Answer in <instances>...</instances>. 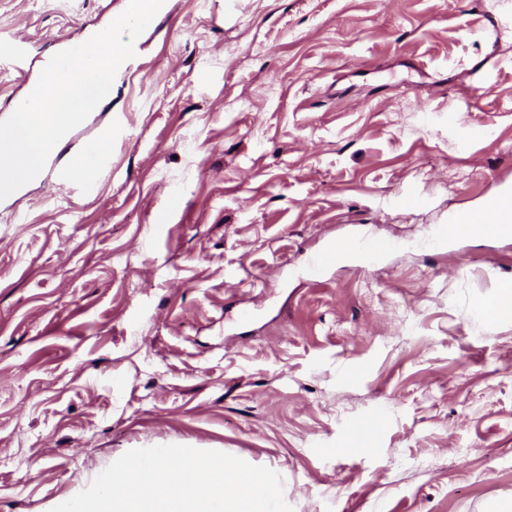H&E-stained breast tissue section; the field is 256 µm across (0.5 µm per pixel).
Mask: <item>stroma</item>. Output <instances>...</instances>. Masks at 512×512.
<instances>
[{
    "mask_svg": "<svg viewBox=\"0 0 512 512\" xmlns=\"http://www.w3.org/2000/svg\"><path fill=\"white\" fill-rule=\"evenodd\" d=\"M502 2L166 0L111 107L0 200V512L169 444L274 470L293 512L512 500V237L435 239L512 193ZM127 5L0 0V46L31 45L28 75L0 60V120ZM366 229L391 250L312 279ZM384 418L380 413L370 414L352 425L348 441L351 446L361 448L366 445L375 432L384 425Z\"/></svg>",
    "mask_w": 512,
    "mask_h": 512,
    "instance_id": "obj_1",
    "label": "stroma"
}]
</instances>
